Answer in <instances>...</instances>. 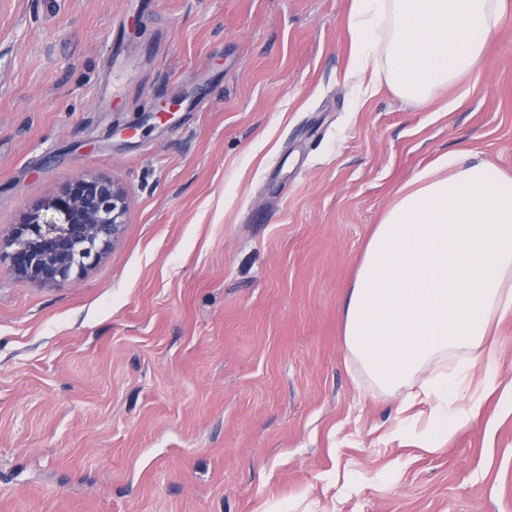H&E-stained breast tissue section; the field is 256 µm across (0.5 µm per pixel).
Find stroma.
<instances>
[{
  "mask_svg": "<svg viewBox=\"0 0 512 512\" xmlns=\"http://www.w3.org/2000/svg\"><path fill=\"white\" fill-rule=\"evenodd\" d=\"M352 0H0V239L77 175L127 222L70 282L0 274V512H512V313L479 415L424 451L340 302L439 156L512 177V23L424 106Z\"/></svg>",
  "mask_w": 512,
  "mask_h": 512,
  "instance_id": "obj_1",
  "label": "stroma"
}]
</instances>
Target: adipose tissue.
<instances>
[{
	"label": "adipose tissue",
	"mask_w": 512,
	"mask_h": 512,
	"mask_svg": "<svg viewBox=\"0 0 512 512\" xmlns=\"http://www.w3.org/2000/svg\"><path fill=\"white\" fill-rule=\"evenodd\" d=\"M512 21L504 0H353L356 60L401 98L473 71L492 34ZM512 313V179L445 154L401 188L370 236L341 301L348 360L398 412L429 407L421 442L437 451L483 398L466 377L493 366L496 326Z\"/></svg>",
	"instance_id": "1"
}]
</instances>
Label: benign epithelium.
Masks as SVG:
<instances>
[{
  "label": "benign epithelium",
  "instance_id": "benign-epithelium-1",
  "mask_svg": "<svg viewBox=\"0 0 512 512\" xmlns=\"http://www.w3.org/2000/svg\"><path fill=\"white\" fill-rule=\"evenodd\" d=\"M50 221L32 217L0 246V268L42 283H63L97 263L118 238L127 213V195L112 178H75L48 203Z\"/></svg>",
  "mask_w": 512,
  "mask_h": 512
}]
</instances>
